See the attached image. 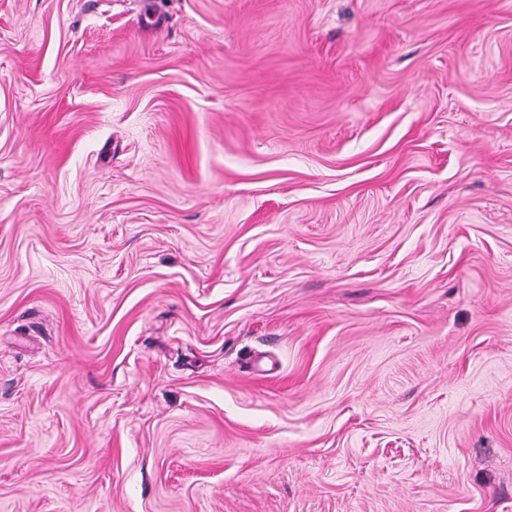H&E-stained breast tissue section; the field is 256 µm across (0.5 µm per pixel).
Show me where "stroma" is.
<instances>
[{
    "mask_svg": "<svg viewBox=\"0 0 512 512\" xmlns=\"http://www.w3.org/2000/svg\"><path fill=\"white\" fill-rule=\"evenodd\" d=\"M0 512H512V0H0Z\"/></svg>",
    "mask_w": 512,
    "mask_h": 512,
    "instance_id": "stroma-1",
    "label": "stroma"
}]
</instances>
